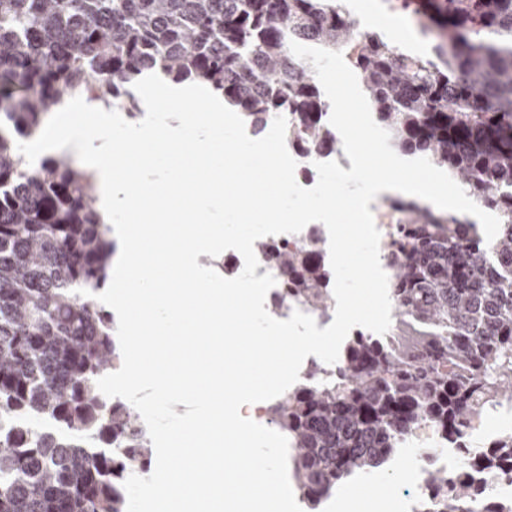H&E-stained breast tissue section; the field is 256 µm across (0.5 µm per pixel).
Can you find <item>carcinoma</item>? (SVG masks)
<instances>
[{"label": "carcinoma", "instance_id": "1", "mask_svg": "<svg viewBox=\"0 0 512 512\" xmlns=\"http://www.w3.org/2000/svg\"><path fill=\"white\" fill-rule=\"evenodd\" d=\"M426 46L405 51L342 0H0V512H126L127 462L150 464L131 407L101 395L117 325L92 294L109 278V226L92 176L28 164L17 143L75 96L107 89L128 117L151 73L224 95L252 132L286 117V147L337 151L336 131L296 41L344 53L400 155L426 157L501 221L476 224L387 202L399 228L386 341L360 335L336 379L303 382L271 408L302 500L314 512L344 478L370 475L432 423L460 454L432 472L438 512H473L472 470H512V432L473 444L470 425L512 404V0H427ZM286 295L315 309L333 273L305 247L276 254Z\"/></svg>", "mask_w": 512, "mask_h": 512}]
</instances>
